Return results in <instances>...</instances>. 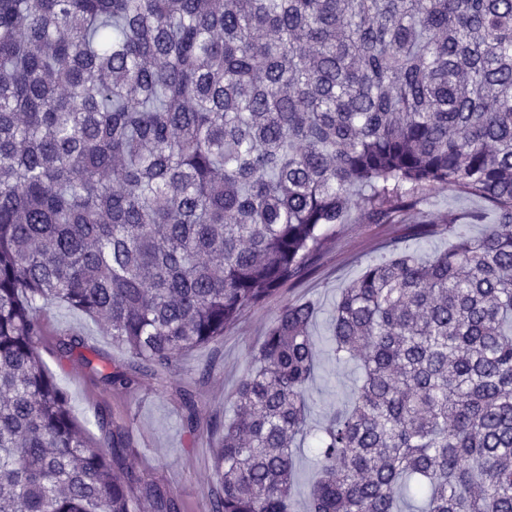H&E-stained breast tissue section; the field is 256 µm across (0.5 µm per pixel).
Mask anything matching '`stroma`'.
<instances>
[{"label":"stroma","mask_w":512,"mask_h":512,"mask_svg":"<svg viewBox=\"0 0 512 512\" xmlns=\"http://www.w3.org/2000/svg\"><path fill=\"white\" fill-rule=\"evenodd\" d=\"M485 213L494 220L486 204L478 198L434 190L400 224H370L364 216L338 225L316 264L313 274L292 288H282L265 303L248 309L225 329L217 343L184 355L168 372H145L139 389L118 393L103 386L74 358L60 357L55 348L59 335L68 333L84 339L104 366L122 363L125 352L113 345L100 327L80 312L51 307L40 312L45 331L42 358L67 391L77 418L95 438H102L97 421L100 410L123 417L130 425L132 460L143 480L169 491L182 506V512H211L208 471L217 435L216 419L233 414L230 402L257 353L279 309L296 300L315 303L318 314L309 334L317 350L315 372L309 383V424L319 427L326 418L349 402L356 386V374L349 365L336 361L330 353L331 314L342 288H345L372 260L388 257V244L399 240L403 247L421 258L447 250L452 237L441 234L428 239L413 235L412 224L429 217L442 223L456 219L470 235L482 232L479 224L468 223L471 213ZM189 393L195 403L197 430L187 433L183 418L186 410L181 395Z\"/></svg>","instance_id":"35a3bbf8"}]
</instances>
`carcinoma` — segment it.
<instances>
[{
    "instance_id": "cac0c4a2",
    "label": "carcinoma",
    "mask_w": 512,
    "mask_h": 512,
    "mask_svg": "<svg viewBox=\"0 0 512 512\" xmlns=\"http://www.w3.org/2000/svg\"><path fill=\"white\" fill-rule=\"evenodd\" d=\"M436 189L496 222L423 260L389 245L341 292L350 405L306 431L311 301L283 305L214 423L212 512H512V0H0V512H180L95 440L39 350L43 307L96 321L116 391L307 279L360 211ZM315 478L314 460L305 448L296 457V468L292 490L294 512H306L310 490Z\"/></svg>"
}]
</instances>
